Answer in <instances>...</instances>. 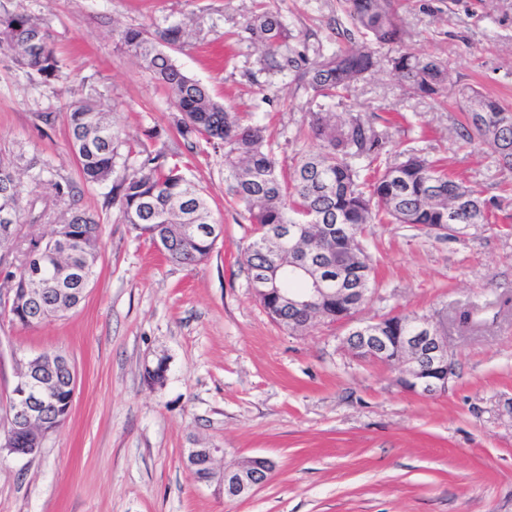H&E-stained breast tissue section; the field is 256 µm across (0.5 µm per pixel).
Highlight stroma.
Listing matches in <instances>:
<instances>
[{
	"instance_id": "obj_1",
	"label": "stroma",
	"mask_w": 512,
	"mask_h": 512,
	"mask_svg": "<svg viewBox=\"0 0 512 512\" xmlns=\"http://www.w3.org/2000/svg\"><path fill=\"white\" fill-rule=\"evenodd\" d=\"M280 13L308 60L336 49L349 21L339 0H0L36 18L61 77L28 76L0 53V158L16 160L24 237L50 236L67 181L99 221L96 275L81 305L33 327L0 318V402L19 363L54 351L78 373L66 423L33 456L0 457V512H512V172L456 134L458 90L512 106V0H392L403 38L337 116L370 118L387 157L407 149L494 199L495 223L439 238L408 224H373L364 243L373 290L354 321L293 330L255 297L241 255L252 226L224 192V150L189 146L168 93L119 40L120 29L182 25L174 62L235 112L267 127L280 167L316 149L299 131L309 95L293 73L260 64L245 30L258 7ZM433 56L451 79L437 98L405 93L394 53ZM97 91L127 144L181 160L222 227L210 258L171 263L119 219L111 183H86L66 121ZM446 318L455 374L435 397L408 393L397 371L352 358L353 323L396 313ZM165 361L162 383L144 379ZM225 449V462L274 461L252 496L225 499L197 483L188 448Z\"/></svg>"
}]
</instances>
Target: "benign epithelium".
I'll return each mask as SVG.
<instances>
[{
	"label": "benign epithelium",
	"mask_w": 512,
	"mask_h": 512,
	"mask_svg": "<svg viewBox=\"0 0 512 512\" xmlns=\"http://www.w3.org/2000/svg\"><path fill=\"white\" fill-rule=\"evenodd\" d=\"M300 271L312 283L309 299L294 298L284 294L280 288L265 287L266 277L263 275L252 280V283L263 295L275 296L276 304H288L308 311V320L300 324L304 328L316 319L311 313V305L328 294L325 288L328 280L319 274L310 258ZM57 280L76 282L83 291L90 286L84 274L65 265L58 267ZM369 292L368 288H338L336 298L346 297L350 305L359 306L366 301ZM393 328L395 325L388 316L361 325L345 337L344 348L355 359L396 367L399 371L397 384L414 395L433 397L445 392L455 373L447 337L425 319L415 321L409 331H397L395 336L390 335ZM52 364V358L44 354L21 363L6 408V427L0 431V452L15 456L35 455L41 450L47 435L56 429L52 409L57 385L55 375L50 370ZM20 431L30 433L32 447H16V433ZM222 454V448H187L184 464L200 483L209 484L219 479L224 497L230 499L251 496L272 475L274 464L264 457H253L225 466L218 472L215 462Z\"/></svg>",
	"instance_id": "1"
}]
</instances>
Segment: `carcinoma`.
Returning a JSON list of instances; mask_svg holds the SVG:
<instances>
[{"label": "carcinoma", "instance_id": "cac0c4a2", "mask_svg": "<svg viewBox=\"0 0 512 512\" xmlns=\"http://www.w3.org/2000/svg\"><path fill=\"white\" fill-rule=\"evenodd\" d=\"M346 12L356 32L370 38L371 46L339 48L307 64L304 55L290 56V33L280 15L266 11L246 26L250 38L264 49L263 65L269 72L293 70L310 94L307 137L319 142L315 151H302L288 172L278 168L266 128L259 122L230 112L199 81L186 75L165 49H177L185 32L178 25L150 32L127 27L119 32L121 43L151 77L169 93L181 113L180 132L185 138L224 147L225 193L242 206L254 226V237L242 261L247 269L275 273L279 288L294 295L308 287L301 277L283 281L285 263L306 253L333 267L332 274L354 288L374 283L371 258L362 239L367 226L388 221L410 224L438 236L449 237L461 224L491 223L495 203L463 181L437 168L412 151L404 159L382 163L386 140L372 121L359 115L343 120L326 111V105L348 96L354 84L371 72L376 49L401 42L402 32L386 0H345ZM10 52L25 71L45 82L59 78L58 62L42 25L25 14H0V53ZM398 82L407 90L436 95L448 82V70L430 56L401 53L391 59ZM458 134L469 144L490 151L498 167L512 170V109L475 89L461 93ZM67 125L71 146L83 177L92 183L112 178L116 167L126 173L113 186L112 200L119 202L120 219L140 235L166 241L167 259L178 265L196 266L207 260L215 240L208 238L214 224L208 196L187 180L180 161L161 150L128 147L127 155L139 157L129 168L122 160L124 142L112 130L104 106L93 94L70 104ZM381 164L372 179L362 175L361 163ZM56 195L68 201L74 242L67 261L75 268L95 273L98 259V220L78 206L73 185L53 183ZM460 201L448 216V200ZM25 210L15 164L0 160V225L19 224ZM306 224H333L335 231L319 239ZM47 291L23 303L13 302L8 315L24 327L77 308L85 294L77 289L56 291L51 265L43 268ZM348 310L345 302L331 299L317 304L322 319L338 321ZM59 400L54 417L64 422L70 414L68 374L57 373Z\"/></svg>", "mask_w": 512, "mask_h": 512}]
</instances>
